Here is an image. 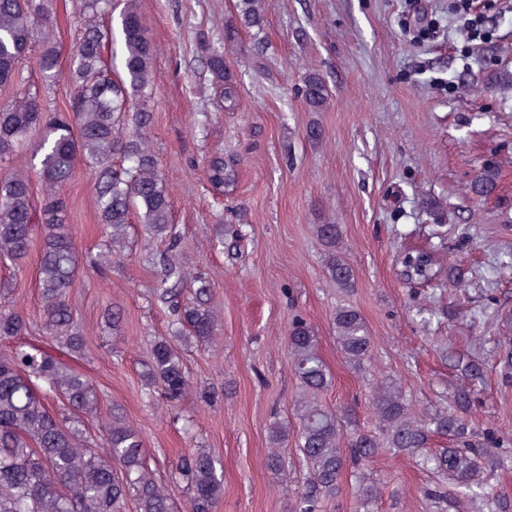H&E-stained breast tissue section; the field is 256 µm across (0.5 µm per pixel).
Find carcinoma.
<instances>
[{
	"mask_svg": "<svg viewBox=\"0 0 512 512\" xmlns=\"http://www.w3.org/2000/svg\"><path fill=\"white\" fill-rule=\"evenodd\" d=\"M80 25L66 70L60 69V48L53 35L48 0H0V263L20 266L39 235L37 288L39 319L32 321L15 300L0 301V512H176L171 491L158 482L139 431L121 409H103L99 391L81 371L65 360L15 341L38 327L60 352L84 354L88 331L78 322L69 289L82 257L71 231L70 212L60 190L75 177L78 160L93 174L95 219L104 229V249L98 264L110 265L128 247L133 219L139 218L153 238L168 242L167 252L148 253L145 261L159 271L153 300L169 309L175 327L169 336L149 344L141 373L145 389L167 402L182 400L191 382L180 345L205 347L213 339L219 315L213 305L211 281L176 265L169 253L180 240L172 233L168 184L147 143L154 123L150 98L156 83V44L149 37L140 0H76ZM239 27L263 26L259 0H236ZM34 68L42 87L29 83ZM203 68L221 91L225 108L236 106L237 92L224 52L209 49ZM68 88L62 110L47 107V95ZM488 88H512V71L494 69ZM302 97L312 112L329 102L325 78L311 70L302 79ZM207 179L218 192L238 182L234 164L213 155ZM44 186L35 198L33 179ZM500 170L487 165L466 185L479 200L494 197ZM326 271L345 290L355 287L352 267L340 256L338 224H317ZM406 281L427 283L441 276L457 287L466 271L443 267L439 249H410L400 258ZM124 308L104 309V323L116 331ZM336 345L347 362L361 366L373 350V336L360 311L336 308ZM288 351L298 380L295 400L298 430L274 420L269 426L271 448L265 465L287 476L288 444L297 436L296 451L308 473L294 488V512H321L322 504L342 492L344 472L351 471L360 512H370L380 496L379 483L366 471L386 456H406L434 475L423 489L429 512H448V486L475 512H512V499L486 491L480 473L497 466L494 449L504 438L492 427L478 428L469 415L485 383V364L442 346L440 358L456 371L448 406L416 416L393 380L375 385L371 412L375 430L352 427L322 402L332 376L318 352L314 329L303 319L293 321ZM60 406L51 410L47 402ZM435 436L448 447L427 449ZM176 471L186 480L185 512H214L224 494V476L217 460L197 451L178 459Z\"/></svg>",
	"mask_w": 512,
	"mask_h": 512,
	"instance_id": "cac0c4a2",
	"label": "carcinoma"
}]
</instances>
